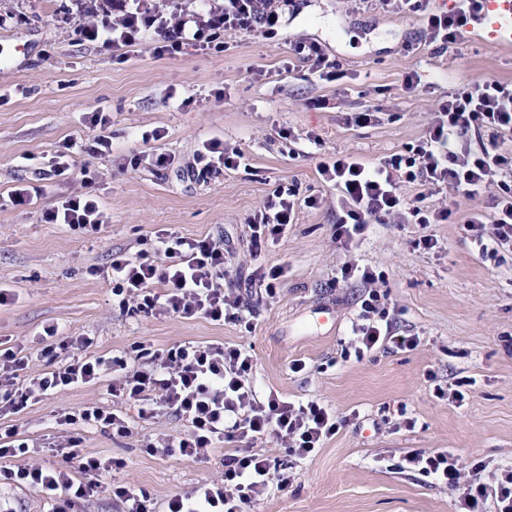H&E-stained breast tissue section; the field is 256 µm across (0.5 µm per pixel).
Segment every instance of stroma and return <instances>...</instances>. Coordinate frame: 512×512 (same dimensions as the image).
<instances>
[{
	"mask_svg": "<svg viewBox=\"0 0 512 512\" xmlns=\"http://www.w3.org/2000/svg\"><path fill=\"white\" fill-rule=\"evenodd\" d=\"M69 4L0 0V281L18 293L0 305V341L28 356L26 376L50 367L38 337L48 324L91 338L97 355L136 342L245 347L260 398L315 399L344 420L305 460L275 437L255 441L254 451L291 466L299 479L285 492L269 487L248 512H457L447 488L403 468L407 452L451 449L464 473L478 472L485 483L512 468V250L482 259L464 229L471 213L486 211L488 196L458 197L441 224H412L404 215L369 224L360 240L344 245L333 237L336 193L316 171L339 153L375 164L416 144L449 92L478 79L512 82V48L472 37L439 47L418 15L384 0H291L274 38L229 34L224 52L189 46L161 58L134 48L118 61L110 49L78 39ZM310 42L336 61L342 81L318 80L291 55L293 45ZM412 70L424 83L409 92L402 79ZM365 105L377 108L376 122L352 125L350 113ZM89 112L108 113L111 156L81 153L76 174L51 176L63 142L92 137ZM157 128L166 133L160 147L175 157L167 169L138 158L144 146L135 134ZM212 137L243 160L202 181L190 168ZM85 175L104 207L101 230L41 223L42 206L79 189ZM287 182L317 204L299 206L287 231L253 257L247 220ZM22 186L40 188L34 204H11L10 191ZM160 228L223 240L226 277L252 313L251 329L145 314L113 301L105 274L112 252H137ZM426 236L433 249L420 246ZM348 262L375 272L398 331L419 337L416 349L350 356L365 287L337 279ZM259 266L287 270L274 299L248 280ZM295 360L304 362L302 371H291ZM464 377L471 384L462 403L436 396V387L454 388ZM111 383L107 375L59 391L0 416V424L35 447L29 462L60 466L61 453L47 450L64 442L55 415L93 403L112 407ZM122 410L131 436L88 428L82 446L92 456L123 459L115 479L148 489L156 506L223 475L220 450L202 463L146 453L145 440L183 433L184 418L167 412L146 422L137 405Z\"/></svg>",
	"mask_w": 512,
	"mask_h": 512,
	"instance_id": "35a3bbf8",
	"label": "stroma"
}]
</instances>
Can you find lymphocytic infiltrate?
<instances>
[{
  "mask_svg": "<svg viewBox=\"0 0 512 512\" xmlns=\"http://www.w3.org/2000/svg\"><path fill=\"white\" fill-rule=\"evenodd\" d=\"M423 0H402L401 9L420 14L431 41L441 44L465 39L482 9L481 0H455L449 10H428ZM75 31L80 39L101 43L124 53L138 46L148 47L158 56L174 55L185 47L223 51L224 36L259 33L276 35L281 15L274 0H224L220 9L200 7L186 11L173 0L162 9L152 0H112L108 9L95 0H80ZM94 131L85 144L64 142L51 168L61 176L71 170L73 157L87 153L97 157L112 152L108 131L110 118L94 112L88 118ZM512 131V83L484 79L461 92L450 93L436 112V119L416 145L393 152L370 166L350 155L320 162L317 171L336 191L341 213L333 235L350 242L362 235L370 222L385 223L395 213L408 211L415 223L438 224L453 210L435 204L445 190L471 198L490 194V213L471 214L465 224L482 258H496L500 248L512 247V180H501L512 170V155L499 152L496 144L476 151H460L457 141L468 133ZM242 154L227 150L218 138L204 141L194 156L191 172L208 179L222 170L238 168ZM406 183L420 184L414 199L402 192ZM298 201L294 188L282 185L274 190L250 216V248L261 252L269 240L281 235L294 220ZM97 196L79 189L47 205L41 211L45 224H62L73 230L95 232L103 224ZM493 235H486V225ZM112 294L120 307L150 313L166 312L184 319L202 317L214 322L247 320L241 299L224 287V243L212 238H188L168 229L155 230L151 250L130 256L116 252L107 269ZM162 292H154V285ZM361 321L353 325L354 355L381 347L395 351L415 349L418 337L395 333L389 311L379 292L371 290L361 301ZM59 328L44 326L41 354L52 360L49 371L24 377L27 357L13 349H0V406L18 411L30 402L61 389L97 382L104 373L117 375L111 387L114 408L96 404L58 414L57 426L69 434L65 464L48 468L26 463L30 448L14 427L0 431V458L18 459L16 470L7 478L14 484L38 492L54 503L53 512H70L80 500L102 487L101 477L112 470L111 462L83 453L77 433L81 427H101L113 435L128 436L131 428L119 409L133 403L143 419L172 410L189 426L177 436L147 443L146 451L190 462L209 460L220 444L235 448L224 457V474L201 484L193 492L170 498L165 512H243L270 485L280 490L292 486L295 477L277 469L268 457L252 452L247 444L273 435L301 458L314 456L325 441L336 435L340 421L317 401L294 404L277 396L259 400L252 382V357L245 349L223 342L185 341L165 349L135 345V359L124 355H89L88 338L75 336L57 341ZM408 468L418 470L454 492L463 512H484L486 502H494L496 512H512V469L503 471L494 484H477L464 478L459 462L450 450H415L405 456ZM80 479H73L72 471Z\"/></svg>",
  "mask_w": 512,
  "mask_h": 512,
  "instance_id": "obj_1",
  "label": "lymphocytic infiltrate"
}]
</instances>
